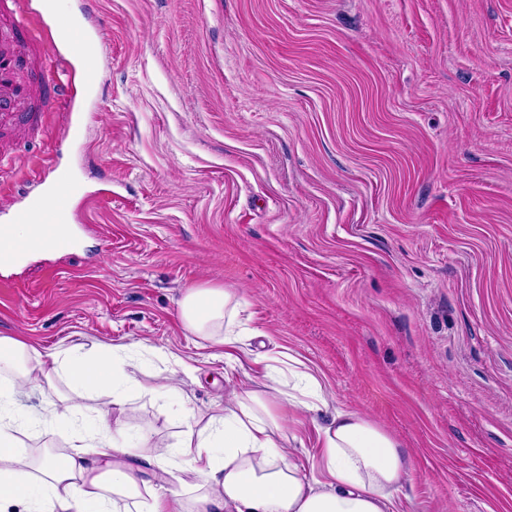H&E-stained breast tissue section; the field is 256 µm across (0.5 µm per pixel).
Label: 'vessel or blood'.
<instances>
[{"label": "vessel or blood", "mask_w": 512, "mask_h": 512, "mask_svg": "<svg viewBox=\"0 0 512 512\" xmlns=\"http://www.w3.org/2000/svg\"><path fill=\"white\" fill-rule=\"evenodd\" d=\"M16 11L10 27H0V129L12 127L20 119L27 107V94L22 86L16 51L22 41L35 39L37 32L33 28L25 0H16ZM101 32L87 34L83 40V52L80 57V73L85 82H93L97 76ZM58 101L65 111V134L79 135L86 120L85 113L76 111L75 98L68 90H60ZM51 203L38 206L26 205L17 209L12 221L0 224V269L18 265L29 252L27 241L18 238L16 225L37 220V232L50 236L59 252L73 250L75 241L69 229L71 218L64 214L62 205L67 201L91 203L92 197L82 182L57 174L48 184Z\"/></svg>", "instance_id": "1"}]
</instances>
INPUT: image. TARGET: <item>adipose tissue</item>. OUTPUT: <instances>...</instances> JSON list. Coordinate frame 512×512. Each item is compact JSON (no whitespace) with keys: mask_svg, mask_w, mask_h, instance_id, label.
<instances>
[{"mask_svg":"<svg viewBox=\"0 0 512 512\" xmlns=\"http://www.w3.org/2000/svg\"><path fill=\"white\" fill-rule=\"evenodd\" d=\"M240 303L222 288H189L179 300L184 328L192 335L227 346L242 334ZM119 348L86 356L69 350H42L0 336V512H111L118 499L136 497L140 512H399V494L410 475L400 441L366 416L329 409L323 385L312 371L299 373L300 394L282 388V355L264 381L225 396L220 414L200 422L183 406L182 429L174 444L128 447L118 417L129 395L154 398L160 388L119 368ZM65 380L56 419L83 413L91 394L110 395L96 409L92 429L76 430L59 453L25 450L20 437L31 421L13 397L23 387ZM314 415L330 410L317 428L319 477L305 474L286 450L287 421L282 407ZM182 481L201 493L184 508L162 494L171 465Z\"/></svg>","mask_w":512,"mask_h":512,"instance_id":"obj_1","label":"adipose tissue"}]
</instances>
